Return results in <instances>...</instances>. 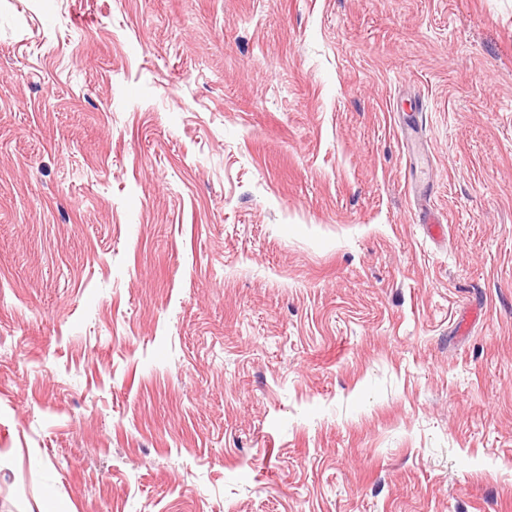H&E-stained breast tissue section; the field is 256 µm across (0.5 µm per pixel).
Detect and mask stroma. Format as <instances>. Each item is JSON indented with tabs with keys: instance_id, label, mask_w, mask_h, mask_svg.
<instances>
[{
	"instance_id": "stroma-1",
	"label": "stroma",
	"mask_w": 512,
	"mask_h": 512,
	"mask_svg": "<svg viewBox=\"0 0 512 512\" xmlns=\"http://www.w3.org/2000/svg\"><path fill=\"white\" fill-rule=\"evenodd\" d=\"M50 497L512 512V0H0V512Z\"/></svg>"
}]
</instances>
